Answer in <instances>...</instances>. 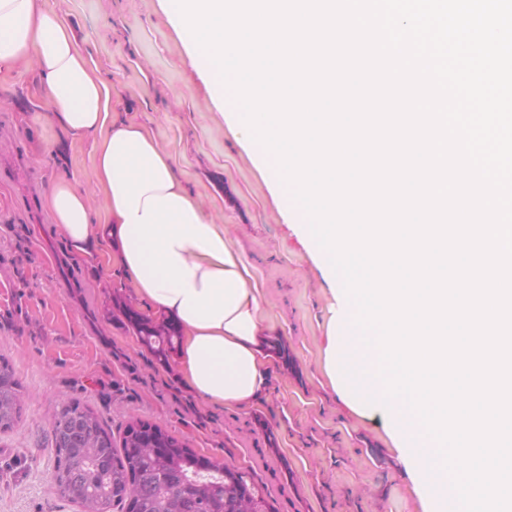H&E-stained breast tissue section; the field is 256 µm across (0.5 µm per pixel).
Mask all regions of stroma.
Masks as SVG:
<instances>
[{"label": "stroma", "instance_id": "obj_1", "mask_svg": "<svg viewBox=\"0 0 512 512\" xmlns=\"http://www.w3.org/2000/svg\"><path fill=\"white\" fill-rule=\"evenodd\" d=\"M75 33L92 74L114 88L116 116L148 130L174 158L202 212L248 262L261 342L282 340L256 400L215 406L162 367L103 307L133 296L105 251L72 249L42 207L51 179L87 190L96 215L91 138L48 119L35 64L0 72V355L24 388V412L0 435V512H78L53 489L52 415L65 400L118 432L140 418L201 455L252 472L275 512H422L380 419L350 411L324 369L335 298L286 224L252 153L192 69L162 0H40Z\"/></svg>", "mask_w": 512, "mask_h": 512}]
</instances>
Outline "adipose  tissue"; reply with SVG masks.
I'll return each instance as SVG.
<instances>
[{
    "instance_id": "ef3b65f1",
    "label": "adipose tissue",
    "mask_w": 512,
    "mask_h": 512,
    "mask_svg": "<svg viewBox=\"0 0 512 512\" xmlns=\"http://www.w3.org/2000/svg\"><path fill=\"white\" fill-rule=\"evenodd\" d=\"M34 61L50 118L73 134H99L93 176L106 199L93 223L86 193L70 180L49 186L44 206L77 251L112 250L154 313L183 330L180 372L198 396L241 405L266 384L259 299L243 258L224 244L178 177L173 157L141 126L116 121L110 86L94 76L74 33L38 0H0V71Z\"/></svg>"
}]
</instances>
